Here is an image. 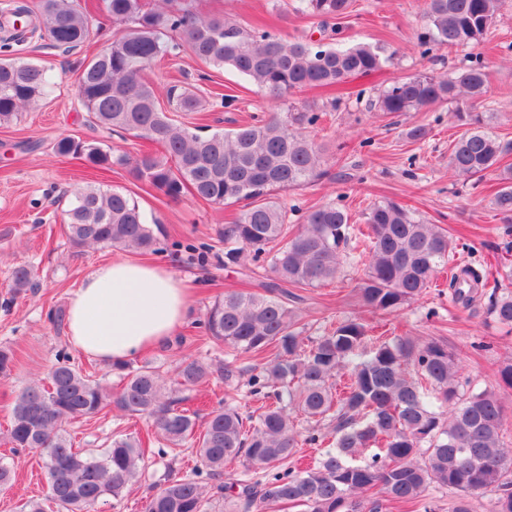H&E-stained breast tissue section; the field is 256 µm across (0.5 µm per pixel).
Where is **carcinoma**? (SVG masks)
<instances>
[{
	"instance_id": "obj_1",
	"label": "carcinoma",
	"mask_w": 512,
	"mask_h": 512,
	"mask_svg": "<svg viewBox=\"0 0 512 512\" xmlns=\"http://www.w3.org/2000/svg\"><path fill=\"white\" fill-rule=\"evenodd\" d=\"M167 0H104V11L129 27L82 65L77 92L90 122L105 131H123L161 151L134 156L112 153L98 140L69 136L55 154L83 158L96 166L126 168L129 174L170 200L188 192L214 204H242L239 215L219 230L224 266L254 274L268 270L276 281L315 287L336 280L345 264L365 265L358 285L363 306L392 315L414 302L448 264L452 241L436 224L413 217L392 201L364 212L366 230L350 224L346 211L328 203L300 211L264 197L322 178L321 147L308 134L320 119L292 106L254 116L235 129L198 134L180 118L201 110L197 94L167 90L169 110L157 105L160 89L145 77L157 61L186 50L202 62L227 67L275 100L303 88H332L383 68L388 58L364 42L335 44L341 20L355 0H299L296 11L318 20L327 41L301 36L288 40L268 24L246 30L225 17L169 10ZM426 27L418 37L421 54L435 46L453 48L484 42L503 0H425ZM22 32L3 40L0 51L21 42L25 30L39 31L69 53L90 39V14L69 0H32L15 7ZM52 84L47 69L0 58V123L44 98ZM489 73L480 56L449 74L423 72L395 82L369 106L385 115L456 110L465 131L450 147L448 166L458 176L479 179L512 154V141L489 130L492 114L480 112ZM494 206L512 223V167L503 170ZM66 233L76 248L100 245L158 253L166 243L156 235L132 197L116 190L80 187L66 210ZM33 270L12 272L16 295L34 292ZM453 301L471 307L489 294V316L512 330V267L497 271L494 283L472 264L452 273ZM202 328L224 345V359H184L176 377L156 367L111 364L120 378L116 392L75 367L65 349L55 354L46 378L32 381L15 397L8 442L38 452L48 492L28 499L18 512H98L119 500L148 467L149 459L196 446V464L181 475L166 473L144 512H209L221 501L225 512H383L401 502L414 512H435L429 488L475 492L495 487L500 495L488 512H512V448L504 440L498 396L461 380L452 351L439 340L409 336L372 344L368 327L355 318L314 338L304 335L299 316L275 295L228 292L206 311ZM244 355L255 363L237 366ZM224 381V405L206 414L197 430L196 412L180 394L211 377ZM269 402L259 415L233 404L240 386ZM116 409L141 416L151 432L118 434L102 449H79L68 425ZM330 429L327 440L315 428L304 441L321 444L319 457L305 467L280 469L294 454L300 433L293 413ZM240 459L243 475L225 471ZM259 473L254 479L249 473Z\"/></svg>"
}]
</instances>
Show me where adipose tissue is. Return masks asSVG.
<instances>
[{
  "label": "adipose tissue",
  "instance_id": "obj_1",
  "mask_svg": "<svg viewBox=\"0 0 512 512\" xmlns=\"http://www.w3.org/2000/svg\"><path fill=\"white\" fill-rule=\"evenodd\" d=\"M192 291L163 267L116 258L92 270L68 303L69 340L106 362L130 361L182 325Z\"/></svg>",
  "mask_w": 512,
  "mask_h": 512
}]
</instances>
